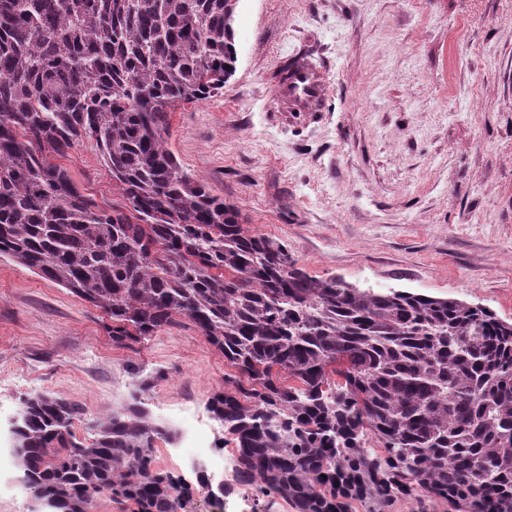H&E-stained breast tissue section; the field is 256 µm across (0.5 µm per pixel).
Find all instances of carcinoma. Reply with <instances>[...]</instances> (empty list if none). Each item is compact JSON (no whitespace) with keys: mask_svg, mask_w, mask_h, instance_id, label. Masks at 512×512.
Listing matches in <instances>:
<instances>
[{"mask_svg":"<svg viewBox=\"0 0 512 512\" xmlns=\"http://www.w3.org/2000/svg\"><path fill=\"white\" fill-rule=\"evenodd\" d=\"M236 4L0 0V257L102 309L118 344L190 320L235 370L208 409L258 495L296 512L401 498L512 512V323L308 275L170 150L169 113L232 76ZM82 138L130 213L51 161ZM149 388L137 382L90 442L71 431L80 407L26 398L13 431L26 488L52 512L100 498L188 512L190 487L156 465V440L177 432L152 417Z\"/></svg>","mask_w":512,"mask_h":512,"instance_id":"obj_1","label":"carcinoma"}]
</instances>
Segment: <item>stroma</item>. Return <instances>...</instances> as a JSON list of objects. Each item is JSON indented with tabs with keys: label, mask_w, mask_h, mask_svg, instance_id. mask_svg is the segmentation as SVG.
Masks as SVG:
<instances>
[{
	"label": "stroma",
	"mask_w": 512,
	"mask_h": 512,
	"mask_svg": "<svg viewBox=\"0 0 512 512\" xmlns=\"http://www.w3.org/2000/svg\"><path fill=\"white\" fill-rule=\"evenodd\" d=\"M235 72L209 99L178 107L167 140L211 195L253 232L284 242L298 267L359 288L479 305L512 322V0H238ZM320 73V111L282 115L280 67ZM102 206L126 208L94 143L59 159ZM102 309L0 258V456L12 420L48 393L79 404L72 426L124 403L138 380L154 418L207 409L223 354L188 319L118 344ZM197 492L192 512H294L233 481ZM17 465L0 469V512H30Z\"/></svg>",
	"instance_id": "1"
}]
</instances>
